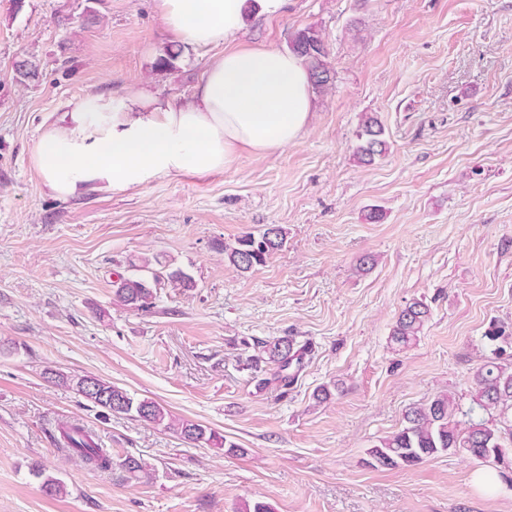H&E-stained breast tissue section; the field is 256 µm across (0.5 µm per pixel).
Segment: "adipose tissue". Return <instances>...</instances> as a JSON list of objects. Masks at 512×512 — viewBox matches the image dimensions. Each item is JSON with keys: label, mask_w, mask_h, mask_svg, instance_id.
<instances>
[{"label": "adipose tissue", "mask_w": 512, "mask_h": 512, "mask_svg": "<svg viewBox=\"0 0 512 512\" xmlns=\"http://www.w3.org/2000/svg\"><path fill=\"white\" fill-rule=\"evenodd\" d=\"M283 0H158L168 29L184 44L226 43L191 103L134 91L91 95L61 126L45 128L33 163L57 197L90 188L133 190L155 179L232 168L245 153L287 147L312 119V84L301 59L270 47H229L252 10L278 13Z\"/></svg>", "instance_id": "obj_1"}]
</instances>
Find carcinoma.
<instances>
[{
    "instance_id": "obj_1",
    "label": "carcinoma",
    "mask_w": 512,
    "mask_h": 512,
    "mask_svg": "<svg viewBox=\"0 0 512 512\" xmlns=\"http://www.w3.org/2000/svg\"><path fill=\"white\" fill-rule=\"evenodd\" d=\"M289 50L302 59L313 85L325 88L331 83L332 70L326 61L327 49L317 31L310 28L297 31L289 42ZM384 135V128L376 118L365 117L357 134L358 144L354 148L357 160L371 164L376 158L384 156L388 150ZM283 244L282 228L272 225L259 237L250 233L242 235L236 240L235 246L224 248V252L230 264L245 272L265 264ZM140 270L143 274L122 277L114 284L116 299L139 310L146 311L153 307L154 289L164 279L176 287H194L191 277L181 270L164 275L151 268L147 260L140 265ZM429 314L428 305L421 301L406 305L393 327L391 341L403 347L409 345L417 339ZM253 349L256 361L276 366L273 378L258 381L260 389L273 381L283 387L289 386L295 375L288 373V370L303 366L305 351L294 347L293 340L286 336L258 340ZM60 380L109 414L133 413L144 422L162 425L179 434L187 443L226 448L230 454L239 451L238 446L227 441L223 435L189 420L176 421L156 401L136 399L108 381L91 376H62ZM473 385V406L466 411L449 393L441 394L425 405L409 408L404 415L405 425L368 449L370 464L408 467L442 453L457 452H464L476 460L486 457L501 461L506 458L508 448L512 446V427H491L487 420L475 418L474 413L479 410L490 415L512 408V367L489 361L478 368ZM62 438L67 450L84 464L98 470H109L115 465L110 454L97 447L94 435L86 427L78 424L66 426L62 429Z\"/></svg>"
}]
</instances>
